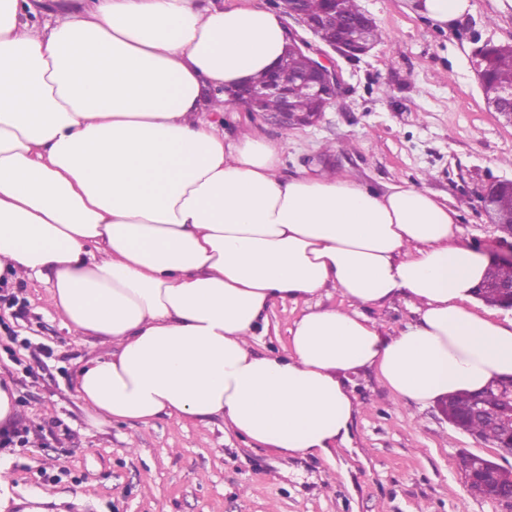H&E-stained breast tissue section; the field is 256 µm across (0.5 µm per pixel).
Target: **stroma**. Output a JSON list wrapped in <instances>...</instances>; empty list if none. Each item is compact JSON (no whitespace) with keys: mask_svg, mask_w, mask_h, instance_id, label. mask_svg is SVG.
Masks as SVG:
<instances>
[{"mask_svg":"<svg viewBox=\"0 0 512 512\" xmlns=\"http://www.w3.org/2000/svg\"><path fill=\"white\" fill-rule=\"evenodd\" d=\"M448 30L433 26L413 0H357L381 32L354 60L337 58L341 89L322 121L282 133L240 110L222 116L225 133L247 126L287 136L288 172H330L383 192L407 183L458 212L459 241L493 255L504 238L481 193L512 179V125L492 112L473 67L484 42L512 44V6L471 0ZM21 309L0 308V380L12 384L26 446L0 448L11 482L0 512H504L473 496L461 457L502 467L512 455L452 426L438 404L396 400L375 370L353 374L358 411L350 438L328 456L286 457L226 432L163 415L144 425L96 427L76 398L80 368L105 346L62 324L45 284L7 283ZM302 306L276 305L256 353L282 350ZM29 339L23 347L21 339ZM48 493L37 501L39 493Z\"/></svg>","mask_w":512,"mask_h":512,"instance_id":"obj_1","label":"stroma"}]
</instances>
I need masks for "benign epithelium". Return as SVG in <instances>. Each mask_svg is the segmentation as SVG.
<instances>
[{
  "mask_svg": "<svg viewBox=\"0 0 512 512\" xmlns=\"http://www.w3.org/2000/svg\"><path fill=\"white\" fill-rule=\"evenodd\" d=\"M279 12L293 19L299 29H288V45L279 63L267 72L266 80L261 85L250 83L237 92L241 106L245 111L262 118L284 130L301 126L314 125L322 118L326 108L336 99L341 76L329 54L314 45L300 34L305 31L344 58H354L372 49V43L366 39V31L374 26L375 21L365 12L360 11L349 21L351 37L339 41L330 35L336 26V13L342 9L343 0H327L326 10L316 14H307L302 7V0H275ZM497 45L487 44L475 54L474 68L478 80L491 64ZM303 54L308 65L301 72L285 77L289 57ZM302 90L319 103L316 112L300 115L294 111L293 97ZM279 102L276 112L264 111V104L269 99ZM488 106L503 116L512 125V84L499 86L488 98ZM494 290L501 300V307L512 310V279L496 284L482 283L478 295ZM472 414L492 424L511 428L507 433V444L499 445L501 450L512 453V381L493 383L474 400ZM484 471L476 473L465 471L467 488L475 496L494 500L508 507L512 512V469H505L489 460H483Z\"/></svg>",
  "mask_w": 512,
  "mask_h": 512,
  "instance_id": "obj_1",
  "label": "benign epithelium"
}]
</instances>
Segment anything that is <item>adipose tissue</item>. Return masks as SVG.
I'll return each instance as SVG.
<instances>
[{
	"instance_id": "obj_1",
	"label": "adipose tissue",
	"mask_w": 512,
	"mask_h": 512,
	"mask_svg": "<svg viewBox=\"0 0 512 512\" xmlns=\"http://www.w3.org/2000/svg\"><path fill=\"white\" fill-rule=\"evenodd\" d=\"M286 47L262 0H0V278L44 280L109 352L79 372L95 424L160 414L286 455L349 435L350 376L426 405L512 377V318L474 309L490 260L427 190L288 175L286 138L216 116ZM348 305L312 303L326 286ZM419 315L383 335L366 310ZM305 304L284 352L265 313Z\"/></svg>"
}]
</instances>
